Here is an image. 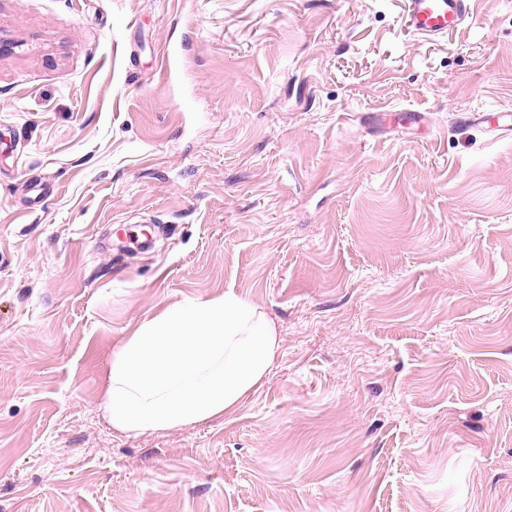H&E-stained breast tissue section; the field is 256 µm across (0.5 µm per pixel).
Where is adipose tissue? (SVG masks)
I'll return each mask as SVG.
<instances>
[{"mask_svg":"<svg viewBox=\"0 0 512 512\" xmlns=\"http://www.w3.org/2000/svg\"><path fill=\"white\" fill-rule=\"evenodd\" d=\"M280 350L264 306L234 291L171 304L113 347L103 417L137 437L233 415L264 384Z\"/></svg>","mask_w":512,"mask_h":512,"instance_id":"adipose-tissue-1","label":"adipose tissue"}]
</instances>
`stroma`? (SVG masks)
Listing matches in <instances>:
<instances>
[{"label": "stroma", "mask_w": 512, "mask_h": 512, "mask_svg": "<svg viewBox=\"0 0 512 512\" xmlns=\"http://www.w3.org/2000/svg\"><path fill=\"white\" fill-rule=\"evenodd\" d=\"M403 14L0 0V512H512V137L459 123L512 106V0ZM229 288L266 384L113 432V344ZM471 0H407L405 23L424 40L448 34L470 16ZM160 70L166 85H170L174 88L181 84L183 65L175 51L169 50L168 48L164 51Z\"/></svg>", "instance_id": "stroma-1"}]
</instances>
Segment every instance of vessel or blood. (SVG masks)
<instances>
[{
	"label": "vessel or blood",
	"mask_w": 512,
	"mask_h": 512,
	"mask_svg": "<svg viewBox=\"0 0 512 512\" xmlns=\"http://www.w3.org/2000/svg\"><path fill=\"white\" fill-rule=\"evenodd\" d=\"M471 0H407L405 23L408 29L424 40H432L461 26L470 15ZM161 75L167 85L179 86L183 65L175 51L165 50Z\"/></svg>",
	"instance_id": "vessel-or-blood-1"
}]
</instances>
